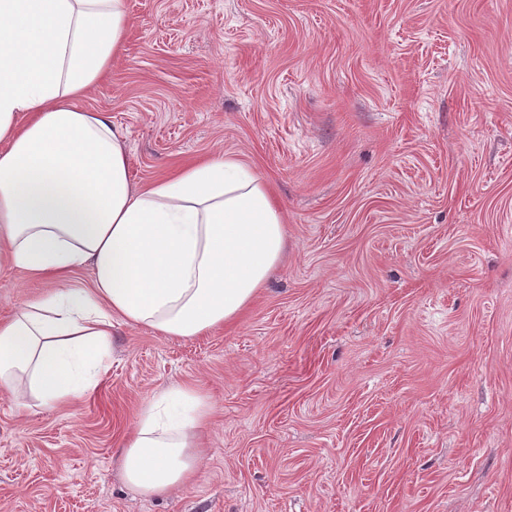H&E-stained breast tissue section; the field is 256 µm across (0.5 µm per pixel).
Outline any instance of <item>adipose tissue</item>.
I'll return each mask as SVG.
<instances>
[{
	"instance_id": "adipose-tissue-1",
	"label": "adipose tissue",
	"mask_w": 512,
	"mask_h": 512,
	"mask_svg": "<svg viewBox=\"0 0 512 512\" xmlns=\"http://www.w3.org/2000/svg\"><path fill=\"white\" fill-rule=\"evenodd\" d=\"M128 27L124 0H0V263L58 284L0 320V388L53 407L93 392L113 319L177 337L233 324L287 247L278 203L238 159L133 186L124 133L80 105ZM82 267L90 287H69ZM209 414L188 386L145 401L117 455L127 484L160 497L190 483Z\"/></svg>"
}]
</instances>
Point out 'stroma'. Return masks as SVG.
Wrapping results in <instances>:
<instances>
[{
	"label": "stroma",
	"mask_w": 512,
	"mask_h": 512,
	"mask_svg": "<svg viewBox=\"0 0 512 512\" xmlns=\"http://www.w3.org/2000/svg\"><path fill=\"white\" fill-rule=\"evenodd\" d=\"M83 100L134 185L235 157L288 248L233 325L114 321L66 409L0 390V512H512V0H125ZM51 283L0 265V319ZM207 396L193 481L145 498L140 405Z\"/></svg>",
	"instance_id": "obj_1"
}]
</instances>
